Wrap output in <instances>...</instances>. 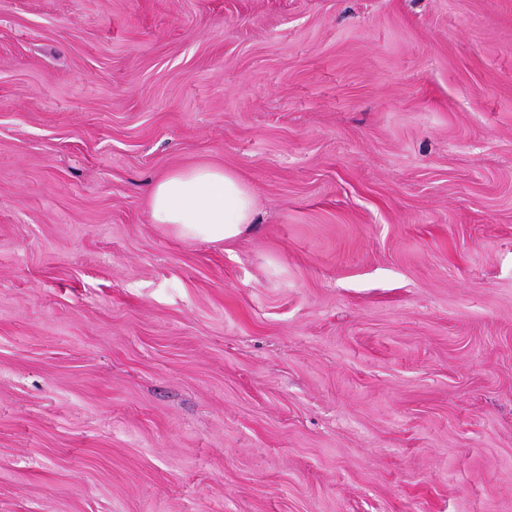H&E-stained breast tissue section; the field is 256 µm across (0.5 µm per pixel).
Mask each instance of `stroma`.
I'll use <instances>...</instances> for the list:
<instances>
[{
  "instance_id": "1",
  "label": "stroma",
  "mask_w": 512,
  "mask_h": 512,
  "mask_svg": "<svg viewBox=\"0 0 512 512\" xmlns=\"http://www.w3.org/2000/svg\"><path fill=\"white\" fill-rule=\"evenodd\" d=\"M0 512H512V0H0ZM148 205L152 223L193 241L233 240L249 231L255 213L251 187L234 172L209 164L174 169L155 180Z\"/></svg>"
}]
</instances>
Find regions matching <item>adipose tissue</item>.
<instances>
[{"label":"adipose tissue","mask_w":512,"mask_h":512,"mask_svg":"<svg viewBox=\"0 0 512 512\" xmlns=\"http://www.w3.org/2000/svg\"><path fill=\"white\" fill-rule=\"evenodd\" d=\"M148 205L152 223L193 241L235 239L249 231L255 213L251 187L234 172L209 164L175 169L155 180Z\"/></svg>","instance_id":"adipose-tissue-1"}]
</instances>
